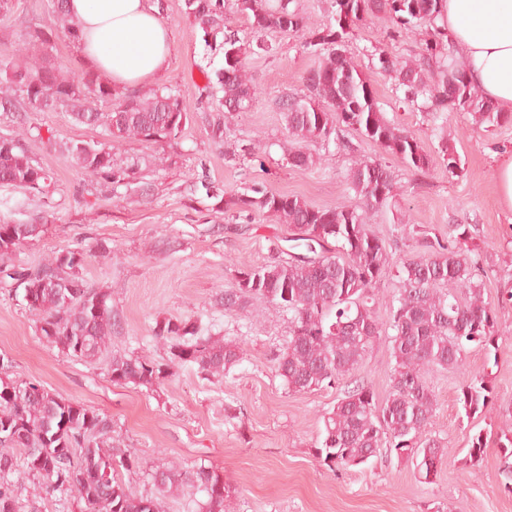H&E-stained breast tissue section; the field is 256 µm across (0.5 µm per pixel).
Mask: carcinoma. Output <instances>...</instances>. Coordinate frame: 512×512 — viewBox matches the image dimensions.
I'll return each instance as SVG.
<instances>
[{
	"instance_id": "obj_1",
	"label": "carcinoma",
	"mask_w": 512,
	"mask_h": 512,
	"mask_svg": "<svg viewBox=\"0 0 512 512\" xmlns=\"http://www.w3.org/2000/svg\"><path fill=\"white\" fill-rule=\"evenodd\" d=\"M183 2L184 14L203 32L205 46L222 54V66L213 70L205 86L211 105L202 111L209 137L219 148L224 147L226 115L249 111L257 98L247 57L272 53L264 36L280 32L302 36L304 47L321 56L318 66L304 76V92L276 100L288 138V165L308 170L321 164V157L294 147L300 141L353 150L339 135L345 127L400 157L408 168L424 171L429 157L418 139L385 117L362 65L345 50L353 32L378 14L390 22L389 40L422 36L412 60L380 47L367 54L374 68L395 76L402 103L433 115L459 108L486 128L512 120V114L498 111L468 83L465 66L455 60L444 23L445 0H327V15L319 22L304 15L295 0H233L232 7L247 21L243 31L224 23L228 0ZM78 31L67 0H52L49 21L25 27L12 53L0 55V74L11 88V94L0 97V111L69 107L76 123L101 127L108 140L71 141L64 145L66 161L116 199L142 195L145 188L137 184L134 166L116 158L112 143L171 141L192 119V108L169 88L123 93L89 70L69 74L50 60V52L56 39L74 42ZM35 47L40 57L17 59L18 52ZM450 77L457 85L453 101L448 100ZM97 102H110L112 108L99 112ZM32 136V127L22 126L0 137V187L42 193L51 186L50 172L27 148ZM345 180L373 208L394 197L398 185L387 165L365 158L353 162ZM189 191L193 197L200 193L216 200L218 209L235 221L251 224L266 215L292 231L288 258L275 256L260 266L235 269L233 286L214 299L226 313L260 299L291 314L288 342L276 355V372L288 391L307 393L340 385L377 339L388 340L395 360L388 397L377 401L364 384L345 389L324 416L322 438L314 448L319 463L331 471L366 466L384 447L432 482L445 449L428 430L436 404L425 374L454 369L466 375L460 402L468 416L485 411L495 400L489 375L472 373L465 363L470 348L491 353L498 324L495 308L483 298L477 262L465 247L468 229L456 225V234L446 243L422 237L420 250L397 268L398 295L388 320L381 323L376 318V287L390 258L365 213L348 204L315 207L261 183L228 193L206 175ZM44 233L40 217L0 222V281L10 283L14 295L41 315V335L62 353L81 360L103 356L112 385L151 392L174 366L195 367L207 379L223 377L243 361L240 345L204 334L201 322L190 317L156 322L153 337L165 342L170 353L166 364L110 350L119 326L112 294L89 284L83 270L89 257L107 258L112 249L100 242L60 249L35 267L12 262L18 248ZM13 448L21 450L27 474L37 480L41 495L72 493L79 512H162L161 498L184 486L201 495L197 512L228 508L230 488L224 475L203 464L190 470L158 466L151 474L158 495L139 493L122 474H138L141 459L116 443L111 418L56 396L37 382L0 376V512H22L10 479L16 466ZM485 451L484 437L472 435L470 461L479 463Z\"/></svg>"
}]
</instances>
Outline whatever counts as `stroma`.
Returning <instances> with one entry per match:
<instances>
[{
    "instance_id": "stroma-1",
    "label": "stroma",
    "mask_w": 512,
    "mask_h": 512,
    "mask_svg": "<svg viewBox=\"0 0 512 512\" xmlns=\"http://www.w3.org/2000/svg\"><path fill=\"white\" fill-rule=\"evenodd\" d=\"M158 5L171 32V52L167 69L145 87L172 88L191 103L204 99L205 73L222 62L208 60L201 31L183 13V0H158ZM49 10L50 0H12L10 10L0 12V54L10 52L27 21L47 20ZM388 27L384 16L368 20L348 44L350 55L361 57L373 45L413 57L417 42L389 41ZM267 41L272 55L248 59L258 98L250 111L230 118L223 149L212 145L198 120L186 124L171 142L120 146L117 158L136 164L139 180L150 185L148 197L115 202L90 192L87 177L70 166L59 146L101 141L105 135L102 128L74 122L63 108L19 115L55 136L52 145L29 143L32 156L54 176L48 193L0 187V200L6 203L1 216L21 222L39 216L46 226L39 241L16 252L15 263L33 266L52 251L97 239L118 251L119 263L93 257L85 266L86 280L112 293L120 318L113 348L167 362V347L152 336L156 321L192 316L208 334L241 344L244 361L211 380L187 367L175 369L156 396L116 388L106 378L103 361L76 359L49 345L38 331L37 315L0 285V358L7 374L37 381L64 399L110 415L116 437L148 466L135 477L143 493L155 491L149 469L169 463L186 470L203 463L223 471L232 489L230 512H512V494L503 491L505 459L499 451L501 435L512 432V213L501 203L495 175L501 153L512 150V122L487 130L475 125L470 113L455 108L426 115L401 103L394 78L369 67L365 73L386 118L414 132L429 154L426 173L409 170L352 131L344 137L356 153L333 151L314 169H294L283 156L286 132L275 100L300 89L318 58L303 48L301 38L272 33ZM256 141L266 148L261 162L229 160V153ZM444 144L458 157L460 175L449 176L445 169L439 153ZM357 155L385 162L401 184L387 206L369 213L391 263L378 285L380 295L396 294L395 267L418 250L420 234L444 241L463 224L478 247L480 267L488 273L484 299L498 314L495 355L476 350L466 357L470 371L491 375L497 394L492 408L466 415L458 401L464 374L438 370L428 377L437 404L429 431L446 450L430 483L419 478L412 464L385 452L366 470L332 472L319 466L314 444L339 392L294 394L285 389L275 371V354L288 339V313L263 300L236 314L213 303L216 292L232 285L236 268L262 265L287 249L290 230L266 216L248 230H237L227 214L214 210L213 200L188 194L189 185L206 174L229 191L257 181L317 207L348 202L362 209L365 200L344 179ZM394 364L388 342L378 339L343 384H365L377 399H385ZM228 406L238 414L230 423L224 419ZM476 433L483 434L487 450L475 465L468 448Z\"/></svg>"
}]
</instances>
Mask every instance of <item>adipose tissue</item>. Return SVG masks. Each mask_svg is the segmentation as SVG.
<instances>
[{
    "mask_svg": "<svg viewBox=\"0 0 512 512\" xmlns=\"http://www.w3.org/2000/svg\"><path fill=\"white\" fill-rule=\"evenodd\" d=\"M448 40L467 78L500 111L512 112V0H446ZM87 68L133 90L163 72L170 33L150 0H68Z\"/></svg>",
    "mask_w": 512,
    "mask_h": 512,
    "instance_id": "obj_1",
    "label": "adipose tissue"
}]
</instances>
